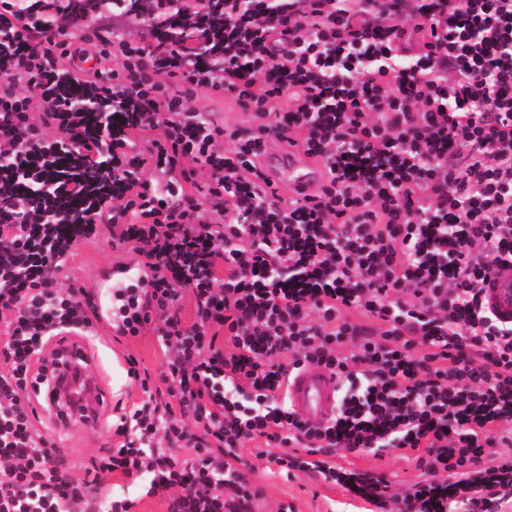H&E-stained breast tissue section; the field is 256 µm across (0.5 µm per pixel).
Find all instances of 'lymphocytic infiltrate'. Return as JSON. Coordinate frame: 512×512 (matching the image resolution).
Listing matches in <instances>:
<instances>
[{"label": "lymphocytic infiltrate", "mask_w": 512, "mask_h": 512, "mask_svg": "<svg viewBox=\"0 0 512 512\" xmlns=\"http://www.w3.org/2000/svg\"><path fill=\"white\" fill-rule=\"evenodd\" d=\"M153 2L148 40L120 42L115 66L109 39L85 49L81 19L15 28L0 0V512H133L107 479L145 474L168 512H253L240 450L259 439L279 473L319 457L326 483L391 512L501 505L512 326L484 313L481 285L512 260V0H223L216 15L194 0L179 25L209 28L220 50L191 59L160 35ZM89 54L97 68L77 73ZM203 90L253 127H209L192 105ZM87 97L98 114L78 110ZM267 137L323 165L322 195L268 192L251 160ZM105 231L152 272L127 326L154 324L166 396L127 357L148 399L78 476L26 392L50 342L91 332L81 289L58 275ZM186 292L188 323L174 311ZM304 363L342 383L320 428L281 401ZM391 449L425 474L401 497L328 461Z\"/></svg>", "instance_id": "lymphocytic-infiltrate-1"}]
</instances>
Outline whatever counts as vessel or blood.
<instances>
[{
    "mask_svg": "<svg viewBox=\"0 0 512 512\" xmlns=\"http://www.w3.org/2000/svg\"><path fill=\"white\" fill-rule=\"evenodd\" d=\"M252 160L263 173L271 190H286L297 200L312 199L321 194L326 174L318 162L305 155L297 145L277 139L264 140L255 150ZM151 278L148 268L135 262L117 265L86 283L93 306L90 318L96 336L109 335L116 319L112 314V298L128 282L146 287ZM484 306L503 323L512 322V264L495 267L483 285ZM92 406L82 414L84 427L106 432L109 427L106 403L110 390L103 379L91 383ZM339 380L336 375L317 365L301 366L288 375L285 398L289 409L302 422L317 427L329 422L336 414Z\"/></svg>",
    "mask_w": 512,
    "mask_h": 512,
    "instance_id": "1",
    "label": "vessel or blood"
}]
</instances>
